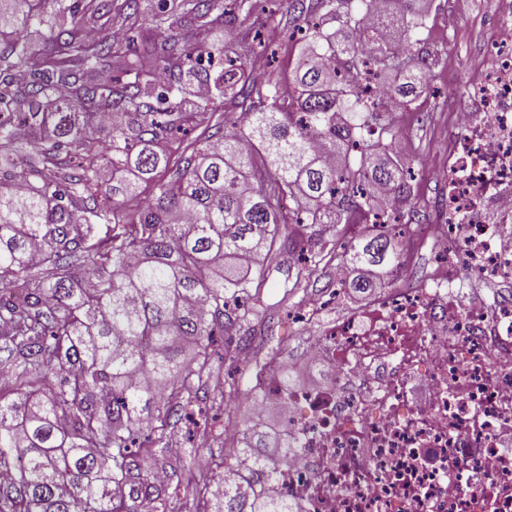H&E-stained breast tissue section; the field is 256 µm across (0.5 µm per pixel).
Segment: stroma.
<instances>
[{
    "label": "stroma",
    "mask_w": 512,
    "mask_h": 512,
    "mask_svg": "<svg viewBox=\"0 0 512 512\" xmlns=\"http://www.w3.org/2000/svg\"><path fill=\"white\" fill-rule=\"evenodd\" d=\"M506 0H428L421 31V54L428 65L426 80L410 105L395 113L397 152L414 180L409 200L402 212L412 223L436 224L440 221L437 205L448 193V173L444 162L448 144L439 132L449 124L448 108L442 93L454 84L459 96L458 108L472 110L476 101L470 97L466 79L470 71L483 66L491 47L492 23ZM304 12L293 11L289 0H250L251 16H239L232 34L214 29L203 35L186 34L188 47L198 44L218 46L230 42L245 64L261 82L283 80L298 61L295 42L305 14L319 11L318 0H304ZM269 15L278 39L266 40L262 29L253 26L252 15ZM456 17L455 27H448V17ZM402 274L398 288H417L430 276L433 252L430 246L412 247L402 242ZM297 259L285 253L274 254L255 269L264 282L262 304L265 317L253 322L247 345L253 361L264 365L272 356H286L296 362L304 334L320 332L340 319L350 308L369 302L366 294L347 291L343 302L330 297L340 282L335 266H327L317 287L309 289L308 298L321 300L322 311L308 328L290 324L291 310L284 299L294 276ZM235 339H217L211 348V383L200 395L208 406V425L201 428L187 419L172 421L161 443L165 472L169 478L168 496L171 512H196L199 493L225 458L222 438L225 429L246 430L244 406L252 394V368L238 367L234 361ZM223 383L236 393L232 402L218 401L214 383Z\"/></svg>",
    "instance_id": "1"
}]
</instances>
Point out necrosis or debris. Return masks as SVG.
Listing matches in <instances>:
<instances>
[{"label":"necrosis or debris","mask_w":512,"mask_h":512,"mask_svg":"<svg viewBox=\"0 0 512 512\" xmlns=\"http://www.w3.org/2000/svg\"><path fill=\"white\" fill-rule=\"evenodd\" d=\"M456 112L442 248L422 288H384L301 362L314 382L255 377L251 422L282 414L274 489L296 512H512V296L463 300V276L512 280V13Z\"/></svg>","instance_id":"obj_1"}]
</instances>
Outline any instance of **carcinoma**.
I'll return each mask as SVG.
<instances>
[{
  "instance_id": "carcinoma-1",
  "label": "carcinoma",
  "mask_w": 512,
  "mask_h": 512,
  "mask_svg": "<svg viewBox=\"0 0 512 512\" xmlns=\"http://www.w3.org/2000/svg\"><path fill=\"white\" fill-rule=\"evenodd\" d=\"M43 2L0 0V22L18 19L0 30V471L16 473L0 485V512H137L140 499L166 512L137 431L148 420L164 438L172 412L161 393L186 408L200 402L208 344L250 333L257 306L236 301L259 299L258 258L304 257L292 285L304 291L336 259L358 272L350 288L360 293L375 289L361 272L400 266L388 232L338 254L315 252L321 241L305 230L337 238L340 224L376 223L381 190L411 195L376 82L392 76L391 95L405 104L417 93L422 0H393L379 14L385 40L361 23L372 0H322L288 75L286 112L279 83L258 82L222 46L229 70L212 81L202 64L212 52L174 34L131 55L110 36L88 38L114 17L139 30L140 0H56L50 47L36 51L27 31ZM219 2L160 0L151 23L233 25L236 13L215 11ZM195 86L208 94L186 97ZM228 99L244 112L218 111ZM105 117L102 141L89 128ZM189 124L202 141L176 158L155 149ZM285 199L297 229L283 236ZM96 224L119 232L93 242ZM241 445L261 460L251 476L261 491L231 486L212 512H292L273 492L288 437L250 427Z\"/></svg>"
}]
</instances>
